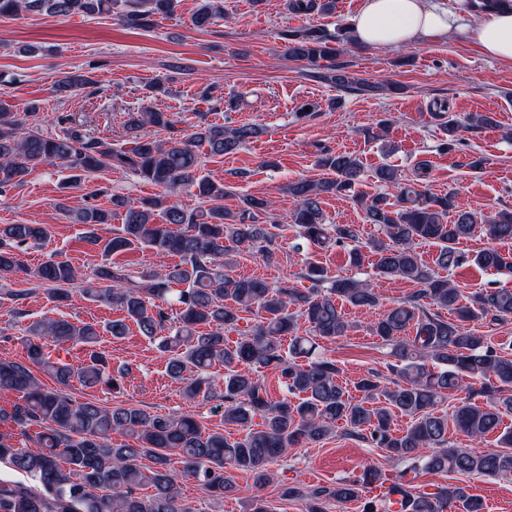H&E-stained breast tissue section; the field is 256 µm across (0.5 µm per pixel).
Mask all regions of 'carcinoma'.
<instances>
[{
	"mask_svg": "<svg viewBox=\"0 0 512 512\" xmlns=\"http://www.w3.org/2000/svg\"><path fill=\"white\" fill-rule=\"evenodd\" d=\"M335 0H286L285 8L297 14L330 13ZM177 0H0V16L31 13L48 17L108 14L123 25L145 29L157 15L174 12ZM224 0H201L193 17L199 28L224 20ZM288 56L305 61L314 77L339 88L352 85L371 95L388 90L349 76L336 64L340 48L352 43L349 29L331 35L316 28L284 32ZM88 73L67 72L56 83L61 96H73L91 87ZM34 109L12 112L0 107V189L25 182L35 170L58 164L69 175L66 184L79 187L106 170L129 171L159 188V192L133 205L112 196V206L122 211V224L112 237L98 234L110 223L112 211L86 201L63 209L76 223L88 226L85 241L101 246L105 257L149 249L161 259L160 270L136 281L123 265L103 263L93 272L97 287L77 288L78 272L67 260L50 257L28 270L22 253L50 235L46 224L0 225V282L23 272L37 278L53 301H68L74 291L85 298L112 305L122 317L108 322L104 331L114 338L127 335L130 324L157 342L166 358L169 377L180 384L189 401L215 395L209 370L224 366V420L241 428L233 442L220 432H207L191 413L156 414L133 404L106 407L94 401H77L66 388L73 382L86 387L121 390L125 368L112 374L107 354L97 349L96 325L67 319H45L24 329L26 360L0 358V391L17 397L11 411L0 409V462L24 476L0 478V512H193L181 501L180 484L194 479L216 497L241 489L231 471L252 474L249 512H274L261 491L273 481L270 466L288 450L329 439L337 430L371 448H380L392 472L368 469L336 483L309 486L295 478L283 495L308 503L307 512H326L330 502L359 500L363 512H392L391 502L366 495L375 481L390 482L389 491L400 496L397 512H483L482 501L465 487L446 483L423 489L424 474H481L512 478V430L498 436V449L480 443L498 431L502 416L512 413V341L496 342L487 334L467 329V323L488 326L512 322V288H484L465 298L448 273L473 263L482 268L512 267V258L490 245L471 257L457 248L460 240L481 233L492 243L512 240V211L475 216L452 210L457 191L435 196L427 191L431 169L417 162L412 177L398 169L380 166L375 182L385 191L365 203L366 222L378 236L363 241L357 224H328L321 206L325 195L361 197L354 188L364 178L360 159L348 152L322 151L319 163L332 177L298 179L288 186L296 206L292 226L310 245L326 250L334 245L348 249L349 264L364 266L367 252L374 253L376 276L398 278L418 285L376 322L369 334L389 350L387 374L370 371L355 383L361 392L354 399L341 384L336 361L320 355V342L350 335L358 324L338 306L379 303L378 285L353 278H330L323 267L310 263L300 278L310 288L299 290L288 281L270 283L259 278L232 277L227 269L234 256L245 250L270 259L274 255L277 224L268 219L272 202L246 196L236 211L224 208L232 186L198 176L204 165L199 147L207 155L236 152L260 133L255 125L229 127L202 123L184 134L168 112L129 111L125 129L131 147L116 146L93 135L70 114H59V132L47 136L29 125ZM493 123V116L475 112L460 121L442 122L454 145L459 132ZM147 125L169 132L157 140L144 132ZM187 189L198 205L185 209L172 196ZM420 241L438 246L432 263L416 251ZM179 257L166 266L162 259ZM447 275H442V272ZM183 289L175 301L181 306L178 327L167 326L164 305L170 285ZM253 323L240 329L245 314ZM305 334H299L301 324ZM81 345L85 358L66 363L45 352L40 337ZM289 338L283 347V338ZM277 369L280 382L292 398L273 401L262 380L268 367ZM51 377L58 387L44 388L35 372ZM483 397L480 403L476 398ZM405 416L410 425L396 433L393 417ZM474 444L472 448L448 446V423ZM42 432L28 440L30 428ZM131 439L110 443L112 432ZM150 466L145 467L141 460ZM148 485L153 493L143 495Z\"/></svg>",
	"mask_w": 512,
	"mask_h": 512,
	"instance_id": "obj_1",
	"label": "carcinoma"
}]
</instances>
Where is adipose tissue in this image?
I'll use <instances>...</instances> for the list:
<instances>
[{
  "label": "adipose tissue",
  "instance_id": "obj_1",
  "mask_svg": "<svg viewBox=\"0 0 512 512\" xmlns=\"http://www.w3.org/2000/svg\"><path fill=\"white\" fill-rule=\"evenodd\" d=\"M348 28L354 44L375 49L432 43L453 32L487 57L512 63V8L507 6L490 11L479 22L460 26L433 0H363Z\"/></svg>",
  "mask_w": 512,
  "mask_h": 512
}]
</instances>
